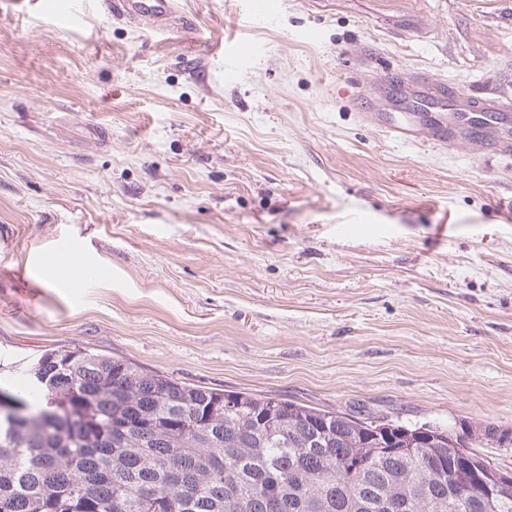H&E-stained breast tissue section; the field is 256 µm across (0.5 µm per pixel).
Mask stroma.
I'll list each match as a JSON object with an SVG mask.
<instances>
[{
    "mask_svg": "<svg viewBox=\"0 0 512 512\" xmlns=\"http://www.w3.org/2000/svg\"><path fill=\"white\" fill-rule=\"evenodd\" d=\"M0 0V384L84 348L197 386L512 432V157L405 145L390 73L512 97V0ZM230 41L252 44L246 58ZM93 278H61L63 243ZM101 5L114 15L141 23L151 33L169 31L177 6L174 0H110Z\"/></svg>",
    "mask_w": 512,
    "mask_h": 512,
    "instance_id": "1",
    "label": "stroma"
}]
</instances>
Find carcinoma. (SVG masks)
Here are the masks:
<instances>
[{"mask_svg":"<svg viewBox=\"0 0 512 512\" xmlns=\"http://www.w3.org/2000/svg\"><path fill=\"white\" fill-rule=\"evenodd\" d=\"M0 418V512H512L471 432L205 388L82 349L44 353ZM466 479L474 495L455 499Z\"/></svg>","mask_w":512,"mask_h":512,"instance_id":"1","label":"carcinoma"}]
</instances>
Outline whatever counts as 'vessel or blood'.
Returning <instances> with one entry per match:
<instances>
[{
  "label": "vessel or blood",
  "instance_id": "1",
  "mask_svg": "<svg viewBox=\"0 0 512 512\" xmlns=\"http://www.w3.org/2000/svg\"><path fill=\"white\" fill-rule=\"evenodd\" d=\"M112 14L141 23L152 33L165 32L176 11L175 0H107ZM419 90L420 112L412 119L398 121L380 107H362L360 119L393 139L411 144L428 143L444 149L451 145L478 143L477 161L486 162L512 156V112L494 97L476 99L472 123L460 125L437 111L440 99L433 91L434 82L426 76L413 81Z\"/></svg>",
  "mask_w": 512,
  "mask_h": 512
}]
</instances>
